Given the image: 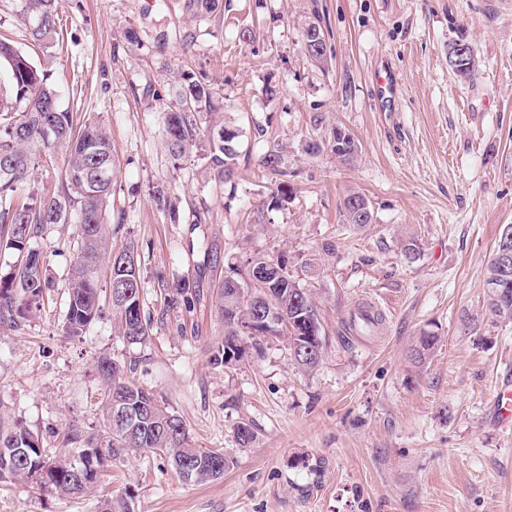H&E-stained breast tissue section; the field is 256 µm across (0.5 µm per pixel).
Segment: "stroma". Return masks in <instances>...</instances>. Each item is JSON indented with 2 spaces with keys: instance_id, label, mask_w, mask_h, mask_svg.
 Segmentation results:
<instances>
[{
  "instance_id": "35a3bbf8",
  "label": "stroma",
  "mask_w": 512,
  "mask_h": 512,
  "mask_svg": "<svg viewBox=\"0 0 512 512\" xmlns=\"http://www.w3.org/2000/svg\"><path fill=\"white\" fill-rule=\"evenodd\" d=\"M59 16L63 47L42 65L77 87L63 104L78 122L111 136L108 222L113 243L137 249L149 336L126 344L108 310L85 336H64L76 227H47L31 246L52 298L20 329L0 327V413L50 448L68 426L99 430L106 354L235 465L190 484L142 453L87 496L2 483L0 512H97L100 496L128 492L134 512H512V430L492 415L497 384L512 380V321L486 307L487 267L512 224V0H223L207 17L190 0H59ZM312 23L321 62L304 50ZM459 40L476 58L465 79L448 66ZM186 73L216 91L204 121L238 133L230 182L169 151L164 111ZM337 127L358 142L353 159L332 151ZM270 150L284 175L262 168ZM352 191L371 224L344 223ZM257 256L285 259L318 301L326 347L312 372L276 339L235 367L211 362L221 283ZM361 306L384 317L365 336L347 328ZM424 330L439 341L418 367L408 350ZM241 421L254 425L248 448Z\"/></svg>"
}]
</instances>
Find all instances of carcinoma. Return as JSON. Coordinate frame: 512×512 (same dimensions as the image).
I'll return each instance as SVG.
<instances>
[{
	"instance_id": "obj_1",
	"label": "carcinoma",
	"mask_w": 512,
	"mask_h": 512,
	"mask_svg": "<svg viewBox=\"0 0 512 512\" xmlns=\"http://www.w3.org/2000/svg\"><path fill=\"white\" fill-rule=\"evenodd\" d=\"M20 12L27 32L28 50L23 51L7 37L0 39V252L18 255V263L0 274V326L15 329L24 313L44 300L51 288L46 268L30 241L41 236L51 224H75L78 229L77 257L67 282V310L63 332L79 336L101 314L99 278L124 276L123 265L139 269L134 246L116 249L109 245L106 211L112 192V142L104 125L87 121L74 129L73 115L61 107V92L50 81L48 71L34 54L47 55L57 42L61 19L58 0H20ZM213 91L200 82L183 77L175 92V103L165 113V130L171 154L180 158L196 150L221 183L231 180L237 152L238 134L222 123L202 124L201 112L211 107ZM59 145L67 146L64 178L50 194L22 193L21 186L32 178L39 163ZM365 199L358 192L342 202L346 223L362 227L369 220L360 217L353 200ZM243 284L244 292L261 302L273 295L272 307L279 321H289L294 330H283L277 339L284 342L294 364L304 372L315 370L323 357L324 341L307 345V323L320 321L319 307L308 290L292 278L277 277L262 284ZM131 295L124 291L110 298L118 335L133 344L149 336L143 318L141 275L129 282ZM224 317V345L213 354L215 364H224V346L237 336L238 317L247 314L245 301L235 296L229 285L221 293ZM490 312L512 320V274L499 297L487 299ZM383 321L380 313L362 307L350 317L349 329L367 334ZM438 336L423 332L410 349L415 364L426 361ZM101 385L102 426L94 435L78 429L62 432V458L51 457L39 436L23 422L0 420V474L7 480L32 481L39 490L61 495H85L98 483L101 471L130 454L150 452L165 457L176 473L194 470L193 483L224 477L234 464L221 449L198 447L183 419L168 409L151 391L133 383L125 366L107 355L97 360ZM98 512H131L128 499H103Z\"/></svg>"
}]
</instances>
